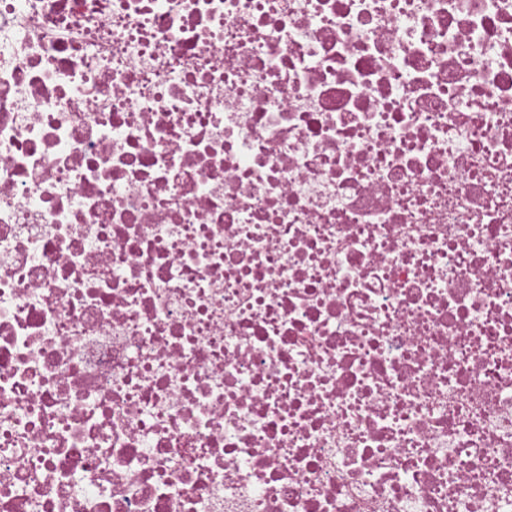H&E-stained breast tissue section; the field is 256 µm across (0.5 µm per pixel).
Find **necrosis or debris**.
<instances>
[{
	"instance_id": "obj_1",
	"label": "necrosis or debris",
	"mask_w": 512,
	"mask_h": 512,
	"mask_svg": "<svg viewBox=\"0 0 512 512\" xmlns=\"http://www.w3.org/2000/svg\"><path fill=\"white\" fill-rule=\"evenodd\" d=\"M0 512H512V0H0Z\"/></svg>"
}]
</instances>
